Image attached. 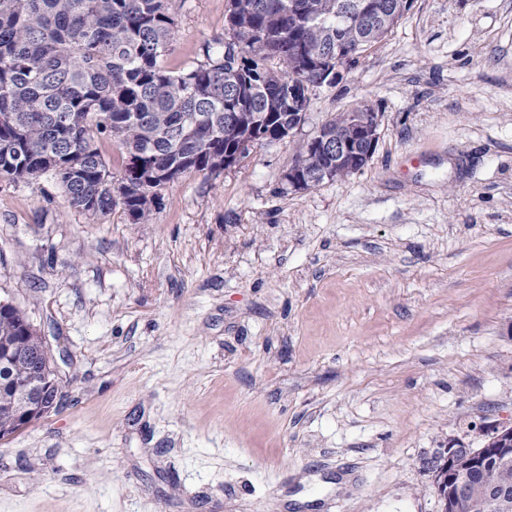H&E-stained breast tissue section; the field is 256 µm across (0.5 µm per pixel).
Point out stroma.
<instances>
[{"mask_svg":"<svg viewBox=\"0 0 512 512\" xmlns=\"http://www.w3.org/2000/svg\"><path fill=\"white\" fill-rule=\"evenodd\" d=\"M227 0H172L169 68ZM371 161L296 190L357 102ZM60 406L0 440V512H439L428 463L512 426V0H414L293 136L167 185L147 223L0 182V299Z\"/></svg>","mask_w":512,"mask_h":512,"instance_id":"stroma-1","label":"stroma"}]
</instances>
